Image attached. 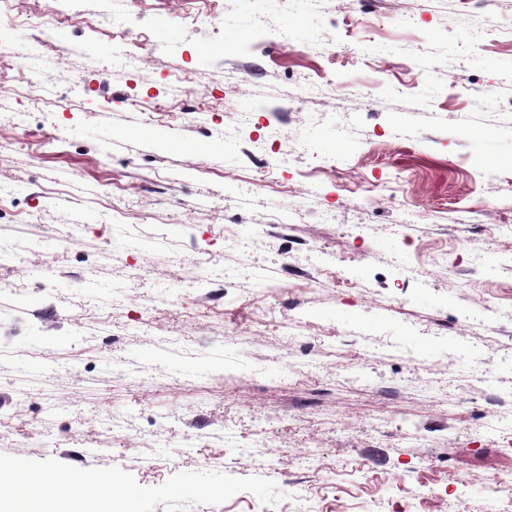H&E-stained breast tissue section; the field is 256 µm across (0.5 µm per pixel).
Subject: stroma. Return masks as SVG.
<instances>
[{
    "mask_svg": "<svg viewBox=\"0 0 512 512\" xmlns=\"http://www.w3.org/2000/svg\"><path fill=\"white\" fill-rule=\"evenodd\" d=\"M52 7L22 0L0 33L19 63L0 79V243L36 244L0 267V454L280 493L188 512H512V446L487 431L512 400V0H78L61 34L39 29ZM89 52L107 90L72 96ZM182 67L209 131L184 100L127 101ZM40 264L55 274L14 294Z\"/></svg>",
    "mask_w": 512,
    "mask_h": 512,
    "instance_id": "obj_1",
    "label": "stroma"
}]
</instances>
